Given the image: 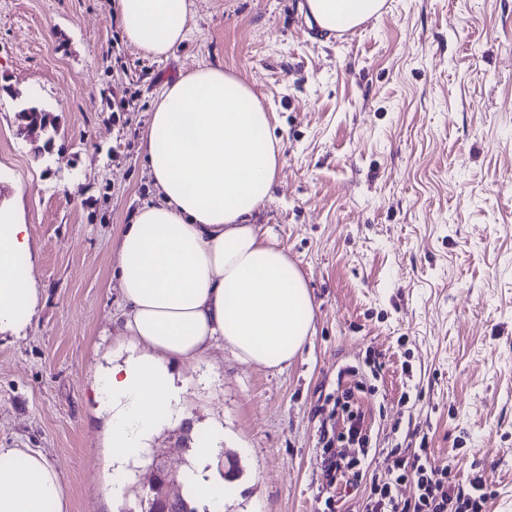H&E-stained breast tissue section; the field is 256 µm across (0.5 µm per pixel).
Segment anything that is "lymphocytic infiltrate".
Returning a JSON list of instances; mask_svg holds the SVG:
<instances>
[{
  "mask_svg": "<svg viewBox=\"0 0 512 512\" xmlns=\"http://www.w3.org/2000/svg\"><path fill=\"white\" fill-rule=\"evenodd\" d=\"M364 383H356L354 391H365ZM354 391L344 392L336 405L346 414V429L342 434L323 430V478L327 487L338 485L363 487L358 512H447L455 487L450 469H437L428 462L427 450L401 455L399 450H391L386 457V469L395 480H413L418 489L414 503H399L391 494L388 483L380 481L377 474L362 471L357 461L345 459L334 446L335 437H342L348 443L366 449L369 437L365 427V416L352 411L350 401Z\"/></svg>",
  "mask_w": 512,
  "mask_h": 512,
  "instance_id": "obj_1",
  "label": "lymphocytic infiltrate"
}]
</instances>
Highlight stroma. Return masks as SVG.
I'll use <instances>...</instances> for the list:
<instances>
[{"label": "stroma", "mask_w": 512, "mask_h": 512, "mask_svg": "<svg viewBox=\"0 0 512 512\" xmlns=\"http://www.w3.org/2000/svg\"><path fill=\"white\" fill-rule=\"evenodd\" d=\"M189 35L143 56L111 0H0V206L18 207L39 288L25 336L0 334V447L36 448L69 512H136L148 473L105 493L92 382L124 335L115 242L156 200L144 132L164 82L223 64L273 112L282 166L252 223L314 300L288 364L214 345L178 363L188 410L151 453L176 475L224 423V512H353L323 479L320 436L357 368L385 472L391 448L429 450L461 490L512 512V0H386L347 36L305 0H190ZM56 117L49 153L17 133L16 104Z\"/></svg>", "instance_id": "1"}]
</instances>
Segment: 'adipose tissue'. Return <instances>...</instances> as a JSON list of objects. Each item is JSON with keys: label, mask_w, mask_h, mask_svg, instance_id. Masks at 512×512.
Instances as JSON below:
<instances>
[{"label": "adipose tissue", "mask_w": 512, "mask_h": 512, "mask_svg": "<svg viewBox=\"0 0 512 512\" xmlns=\"http://www.w3.org/2000/svg\"><path fill=\"white\" fill-rule=\"evenodd\" d=\"M385 0H307L317 26L333 32L380 15ZM127 40L166 58L185 40L188 0H114ZM271 114L252 89L202 64L165 83L143 138L158 199L136 211L116 245L114 275L124 301L128 355L94 375V414L102 419L111 468L104 482L124 492L131 466H147L155 436L187 406L172 364L200 360L217 342L245 363L287 364L314 331L306 280L287 252L250 218L267 200L280 166ZM27 226L0 209V331L19 334L36 313ZM194 449L186 486L220 512L224 427L213 423ZM55 468L33 448H0V512H68Z\"/></svg>", "instance_id": "ef3b65f1"}]
</instances>
